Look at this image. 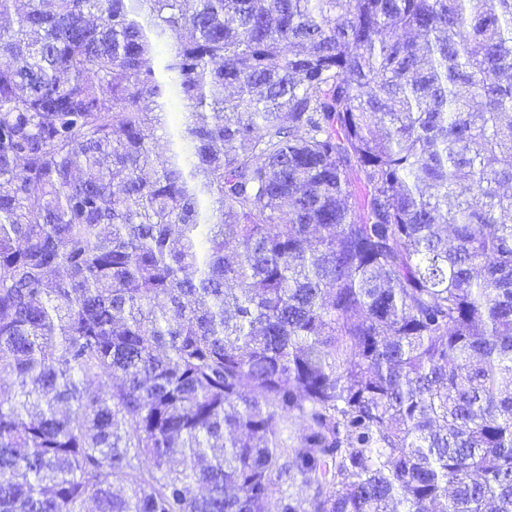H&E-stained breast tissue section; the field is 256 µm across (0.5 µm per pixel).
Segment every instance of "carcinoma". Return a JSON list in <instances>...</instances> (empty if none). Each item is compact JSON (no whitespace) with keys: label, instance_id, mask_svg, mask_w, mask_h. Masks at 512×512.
<instances>
[{"label":"carcinoma","instance_id":"1","mask_svg":"<svg viewBox=\"0 0 512 512\" xmlns=\"http://www.w3.org/2000/svg\"><path fill=\"white\" fill-rule=\"evenodd\" d=\"M11 14L0 512H512V0Z\"/></svg>","mask_w":512,"mask_h":512}]
</instances>
